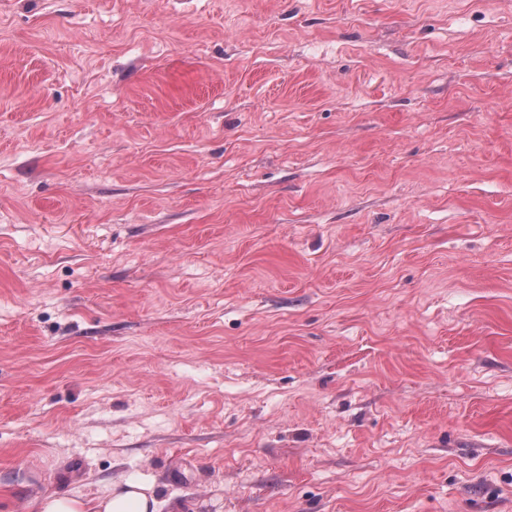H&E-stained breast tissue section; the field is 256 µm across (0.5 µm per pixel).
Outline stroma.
Listing matches in <instances>:
<instances>
[{
  "label": "stroma",
  "mask_w": 512,
  "mask_h": 512,
  "mask_svg": "<svg viewBox=\"0 0 512 512\" xmlns=\"http://www.w3.org/2000/svg\"><path fill=\"white\" fill-rule=\"evenodd\" d=\"M512 512V0H0V512ZM154 485L145 479L113 482L98 497L83 502L55 490L36 498L35 512H157Z\"/></svg>",
  "instance_id": "1"
}]
</instances>
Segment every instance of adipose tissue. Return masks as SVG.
I'll use <instances>...</instances> for the list:
<instances>
[{"mask_svg": "<svg viewBox=\"0 0 512 512\" xmlns=\"http://www.w3.org/2000/svg\"><path fill=\"white\" fill-rule=\"evenodd\" d=\"M36 512H157L154 485L144 479H127L112 483L98 497L81 501L55 490L34 502Z\"/></svg>", "mask_w": 512, "mask_h": 512, "instance_id": "1", "label": "adipose tissue"}]
</instances>
